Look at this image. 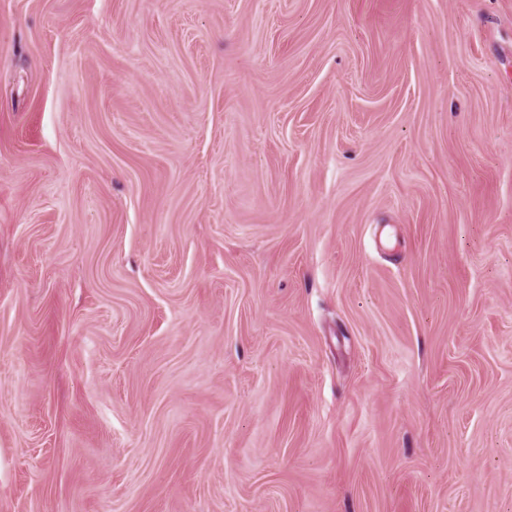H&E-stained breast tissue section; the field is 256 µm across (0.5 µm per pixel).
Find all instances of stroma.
Masks as SVG:
<instances>
[{
	"instance_id": "35a3bbf8",
	"label": "stroma",
	"mask_w": 512,
	"mask_h": 512,
	"mask_svg": "<svg viewBox=\"0 0 512 512\" xmlns=\"http://www.w3.org/2000/svg\"><path fill=\"white\" fill-rule=\"evenodd\" d=\"M0 512H512V0H0Z\"/></svg>"
}]
</instances>
